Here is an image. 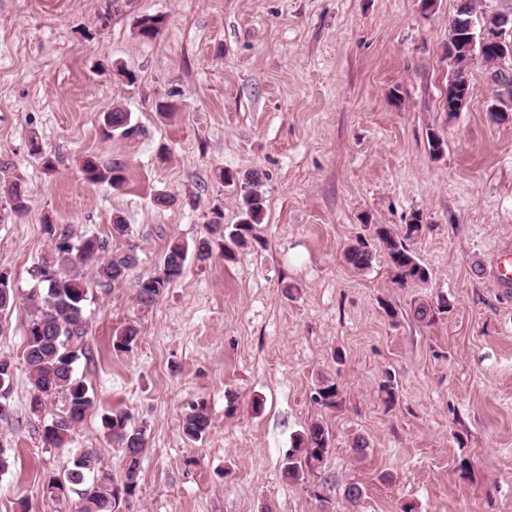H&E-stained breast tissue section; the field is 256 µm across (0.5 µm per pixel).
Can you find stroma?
Masks as SVG:
<instances>
[{"label":"stroma","mask_w":512,"mask_h":512,"mask_svg":"<svg viewBox=\"0 0 512 512\" xmlns=\"http://www.w3.org/2000/svg\"><path fill=\"white\" fill-rule=\"evenodd\" d=\"M457 3L121 0L102 30L107 0H0V160L30 197L25 215L0 214V268L16 292L0 355L17 366L0 419L10 461L0 512H76V494L45 485L83 448L121 481L124 452L102 425L115 409L146 440L125 512H401L407 501L417 512H512V290L495 282L498 254L512 250V119L490 118L493 86L477 63L469 106L447 112ZM144 15L163 20L155 38L138 34ZM169 100L170 116L157 109ZM116 105L137 135L103 137L98 116ZM431 128L446 141L438 158ZM33 134L53 169L29 154ZM85 155L123 163L127 185L87 182ZM226 170L259 172L266 196L257 242L233 262L187 261L147 308L131 285L94 287L92 266H80L92 288L76 376L95 405L68 443L44 446L62 401L31 411L22 358L29 270L51 251L44 217L106 239L122 216L138 247L133 274L151 276L172 240L204 234L212 209L238 223ZM161 194L170 205L156 204ZM416 213L423 229L408 245L427 283L397 287L380 252L362 270L346 263L373 225L401 232ZM443 301L433 320L414 314ZM129 323L136 344L114 350ZM322 376L336 380L338 408L313 401ZM201 400L211 427L195 442L182 420ZM316 421L331 449L307 482L288 480L285 456ZM352 484L363 490L354 506Z\"/></svg>","instance_id":"stroma-1"}]
</instances>
